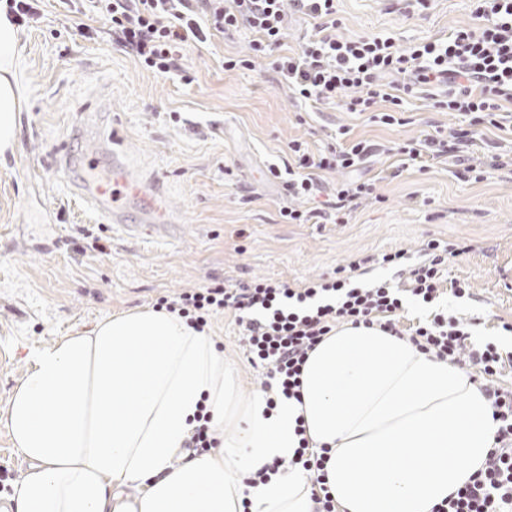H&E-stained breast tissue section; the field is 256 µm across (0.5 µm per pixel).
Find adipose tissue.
Returning a JSON list of instances; mask_svg holds the SVG:
<instances>
[{
	"instance_id": "adipose-tissue-1",
	"label": "adipose tissue",
	"mask_w": 512,
	"mask_h": 512,
	"mask_svg": "<svg viewBox=\"0 0 512 512\" xmlns=\"http://www.w3.org/2000/svg\"><path fill=\"white\" fill-rule=\"evenodd\" d=\"M21 37L0 10V156L17 145ZM6 426L29 468L14 512H313L296 426L330 451L341 512H432L485 463L494 425L461 370L379 326L308 355L300 400L235 395L211 336L163 309L111 315L32 350ZM221 445L186 457L199 405ZM283 468L244 487L272 459Z\"/></svg>"
}]
</instances>
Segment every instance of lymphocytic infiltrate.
I'll return each mask as SVG.
<instances>
[{
    "instance_id": "f902f5d3",
    "label": "lymphocytic infiltrate",
    "mask_w": 512,
    "mask_h": 512,
    "mask_svg": "<svg viewBox=\"0 0 512 512\" xmlns=\"http://www.w3.org/2000/svg\"><path fill=\"white\" fill-rule=\"evenodd\" d=\"M89 2L96 18L109 23L115 41L157 74L179 70L186 47L206 43L216 32L230 35L245 28L253 35L249 53L225 59V70L269 60L299 100L331 103L380 125H405L411 99L422 94L430 109L461 116L450 132H429L389 148V164L372 179L355 177L354 172L377 156L378 148L370 140L350 137L347 128H340L334 144L317 152L307 142L291 141L285 169L272 171L294 201L281 212L288 223H350L363 201L373 198L377 182L412 168L426 171L446 162L453 176L465 182L484 180L492 170L512 174V150H476L483 136H512V0H470L471 24L447 37L408 45L394 32L339 35L337 0ZM291 14L313 23L311 34L295 50L284 46ZM340 171L348 172V179L337 182L334 195L321 200V207L309 208V201L320 199V174ZM463 252L457 244L432 239L422 248L423 260L414 264L401 250L383 254L381 265L393 272L389 279L360 281L363 262L354 259L329 277L214 283L160 297L156 305L199 331L214 313L233 311L248 363L264 371L260 389L271 409L280 400L299 398L309 351L348 323L379 325L449 364L477 368L490 401L493 446L483 467L432 512H512V389L494 383L505 369H512V350L474 342L471 320L442 305L445 297L472 295L469 282L447 272L449 257ZM411 300L427 307L428 314L400 326L398 313ZM327 460V449L300 438L294 462L311 479L314 512H338L325 482Z\"/></svg>"
}]
</instances>
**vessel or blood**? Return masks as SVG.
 <instances>
[{
  "instance_id": "b4317fda",
  "label": "vessel or blood",
  "mask_w": 512,
  "mask_h": 512,
  "mask_svg": "<svg viewBox=\"0 0 512 512\" xmlns=\"http://www.w3.org/2000/svg\"><path fill=\"white\" fill-rule=\"evenodd\" d=\"M103 142L112 159V169L101 174L96 164H89L82 196L107 223L122 229H133L155 237H166L174 227L157 220L158 208L146 200L140 186L133 179L123 161L121 140L112 132L104 133Z\"/></svg>"
}]
</instances>
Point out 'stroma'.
Returning <instances> with one entry per match:
<instances>
[{"instance_id":"35a3bbf8","label":"stroma","mask_w":512,"mask_h":512,"mask_svg":"<svg viewBox=\"0 0 512 512\" xmlns=\"http://www.w3.org/2000/svg\"><path fill=\"white\" fill-rule=\"evenodd\" d=\"M38 21L21 25L22 97L17 146L0 159V493L22 479L27 461L3 421L28 365V353L100 319L153 307L162 296L220 282L302 281L333 273L354 255L396 250L419 260L438 239L465 243L449 258L450 277L467 280L473 299H449L459 316L477 318L476 342L512 346L498 327L512 321V179L493 173L457 180L447 165L404 172L378 183L348 224H288L289 200L270 165L288 161L295 139L323 148L334 129L388 146L419 136L427 123L449 130L453 112L410 105L409 124L381 126L332 104H302L267 61L224 70L249 51L251 34L186 50L181 73L145 70L91 21V36L61 0H42ZM342 36L383 31L405 40L446 35L471 23L469 0H432L420 16L388 0H339ZM102 113L118 130L129 169L159 196L176 233L166 239L113 230L80 197L87 176L79 122ZM67 149L69 163L56 157ZM205 331L236 372L239 391L258 390L260 372L244 354L232 312L211 316Z\"/></svg>"}]
</instances>
